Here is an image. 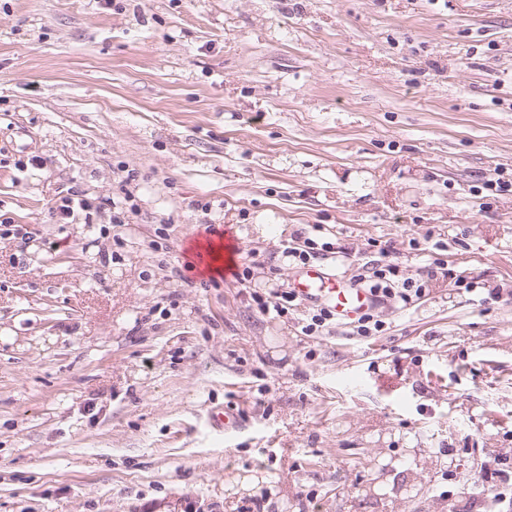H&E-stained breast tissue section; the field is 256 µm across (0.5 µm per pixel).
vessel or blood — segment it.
I'll return each mask as SVG.
<instances>
[{
  "label": "vessel or blood",
  "instance_id": "1",
  "mask_svg": "<svg viewBox=\"0 0 512 512\" xmlns=\"http://www.w3.org/2000/svg\"><path fill=\"white\" fill-rule=\"evenodd\" d=\"M289 287L302 301L329 307L343 321L354 319L376 305L367 290L317 265L295 269L290 276Z\"/></svg>",
  "mask_w": 512,
  "mask_h": 512
}]
</instances>
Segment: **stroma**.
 <instances>
[{"mask_svg":"<svg viewBox=\"0 0 512 512\" xmlns=\"http://www.w3.org/2000/svg\"><path fill=\"white\" fill-rule=\"evenodd\" d=\"M497 168L512 0H0V217L23 230L0 235V512H489L485 469L512 475ZM70 190L94 206L62 224ZM209 224L234 275L186 267ZM299 232L340 277L384 246L400 278L449 273L382 335L307 336L310 306L254 300Z\"/></svg>","mask_w":512,"mask_h":512,"instance_id":"35a3bbf8","label":"stroma"}]
</instances>
